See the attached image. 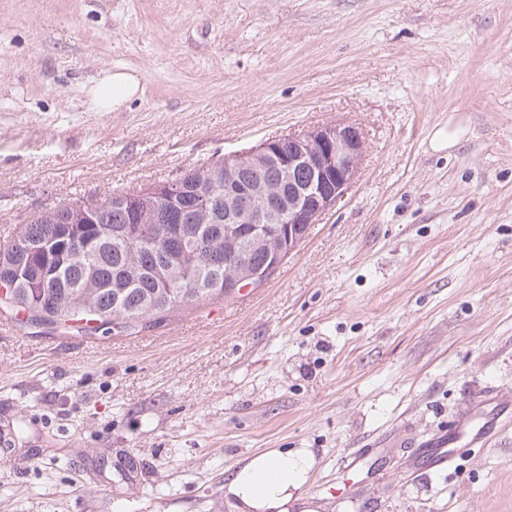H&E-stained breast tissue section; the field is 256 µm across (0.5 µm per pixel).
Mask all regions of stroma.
<instances>
[{"mask_svg":"<svg viewBox=\"0 0 512 512\" xmlns=\"http://www.w3.org/2000/svg\"><path fill=\"white\" fill-rule=\"evenodd\" d=\"M106 70L139 92L100 112ZM340 121L358 176L262 290L0 334V512H233L270 448L315 451L323 512H512V0H0V246ZM464 419L489 442L428 469ZM462 438V433L458 432L451 437L450 433L444 432L440 436H438L433 441L432 448H428V451L435 462H438L440 465L446 467L451 466L457 458V454L455 453L453 448H448L452 446L455 442L459 441Z\"/></svg>","mask_w":512,"mask_h":512,"instance_id":"1","label":"stroma"}]
</instances>
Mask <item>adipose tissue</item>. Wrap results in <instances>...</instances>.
<instances>
[{
	"label": "adipose tissue",
	"instance_id": "obj_1",
	"mask_svg": "<svg viewBox=\"0 0 512 512\" xmlns=\"http://www.w3.org/2000/svg\"><path fill=\"white\" fill-rule=\"evenodd\" d=\"M139 82L128 73L104 72L90 90L94 107L111 111L133 98ZM316 457L310 448H273L243 461L224 486L235 512H317L308 492Z\"/></svg>",
	"mask_w": 512,
	"mask_h": 512
}]
</instances>
